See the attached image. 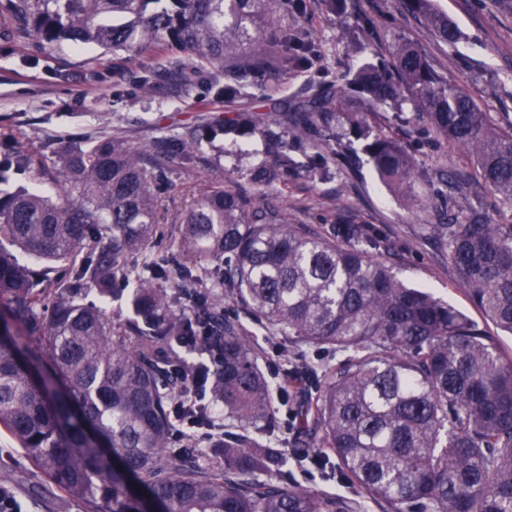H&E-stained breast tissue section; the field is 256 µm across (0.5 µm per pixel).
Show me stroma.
I'll list each match as a JSON object with an SVG mask.
<instances>
[{
	"instance_id": "1",
	"label": "stroma",
	"mask_w": 512,
	"mask_h": 512,
	"mask_svg": "<svg viewBox=\"0 0 512 512\" xmlns=\"http://www.w3.org/2000/svg\"><path fill=\"white\" fill-rule=\"evenodd\" d=\"M456 25L459 40L440 42L424 18L409 11L405 0H346L334 12L326 0H306L304 13L285 16L289 32H299L321 49V60L308 71L289 69L283 77L286 96L302 99L335 84L338 76L367 59L389 57L395 36L417 45L441 75L462 81L491 123L512 128V0H434ZM373 30H362L364 19ZM164 53L112 52L96 45L69 42L48 45L35 38L0 36V142L37 150L46 166L57 165L71 147L107 133L133 145L154 146L183 128L208 120L235 117L237 107L218 99L213 74L205 70L182 83L160 80L150 90L141 77L158 70ZM373 131L399 142L415 159L419 205L390 193L380 183L360 142L337 148L336 174L320 180L300 173L274 186L270 202L285 220L319 233L329 224H368L394 244L386 260L406 285L423 288L467 314L486 331L493 324L470 302L448 262L447 252L419 237V227L438 221L454 191L442 179L452 171L468 184L473 204L494 224H512V204L485 186L475 157L429 132L413 111L396 118L389 109L367 112ZM268 147L256 134L217 135L203 143L189 161L164 166L160 182L161 237L154 250H181L180 218L200 193L224 187L250 192L249 168L265 159ZM224 311L238 319L266 362L278 361L285 337L271 333L240 303L225 301ZM289 406H280L288 425V480L306 487L350 495L330 469L295 455L308 435L291 422ZM0 483L22 497L29 512H81L76 500L60 490L30 461L26 450L0 431Z\"/></svg>"
}]
</instances>
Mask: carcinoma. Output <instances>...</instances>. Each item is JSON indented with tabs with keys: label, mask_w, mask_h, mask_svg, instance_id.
Returning <instances> with one entry per match:
<instances>
[{
	"label": "carcinoma",
	"mask_w": 512,
	"mask_h": 512,
	"mask_svg": "<svg viewBox=\"0 0 512 512\" xmlns=\"http://www.w3.org/2000/svg\"><path fill=\"white\" fill-rule=\"evenodd\" d=\"M270 0H5L0 20L48 42L142 53L163 45V74L215 72L233 103L255 93L267 113L241 110L219 128L247 126L278 146L250 169L249 197L214 188L181 217L182 253L158 256L156 187L165 162L190 158L210 127L186 128L147 152L102 135L47 168L27 150L0 160V184L28 175L58 186L60 200L25 187L0 190V430L82 512H512V357L498 338L450 304L397 278L380 255L392 243L362 224L311 233L277 219L265 189L300 170L328 176L347 135L387 187L415 201L418 170L364 112L409 104L448 142L477 159L484 184L512 203V130L493 126L464 85L437 73L398 37L391 63L365 62L298 102L282 95L288 64L308 67L318 47L291 40ZM442 41L458 32L433 0H406ZM317 144L325 152L308 154ZM446 224L420 225L448 251L473 305L512 334V224L467 207L455 185ZM202 255L220 261L207 270ZM214 278L224 297L288 338L292 356L320 382L296 415L314 437L300 456L336 460L352 496L279 479L288 438L276 398L298 384L297 367L265 373L242 325L199 288ZM177 285L173 293L160 282ZM126 296L134 316L112 319L86 301ZM49 302V319L36 308ZM23 326L50 361L37 376L21 353ZM180 336H216L224 359L207 390L224 408L211 440H174L189 403Z\"/></svg>",
	"instance_id": "cac0c4a2"
}]
</instances>
